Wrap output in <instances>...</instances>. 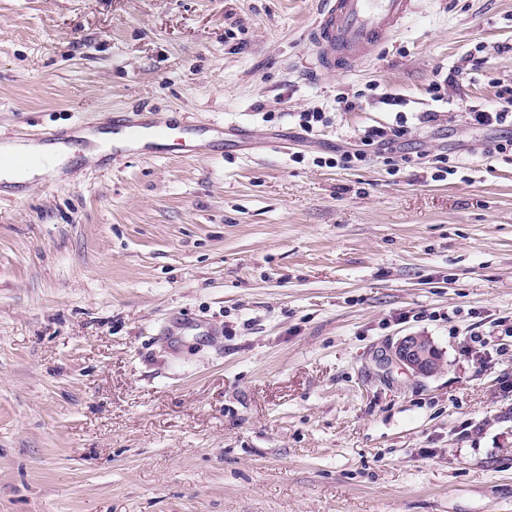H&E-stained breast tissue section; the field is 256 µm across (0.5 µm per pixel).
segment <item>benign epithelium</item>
I'll return each mask as SVG.
<instances>
[{
  "mask_svg": "<svg viewBox=\"0 0 512 512\" xmlns=\"http://www.w3.org/2000/svg\"><path fill=\"white\" fill-rule=\"evenodd\" d=\"M379 365L388 372L399 368L415 376L430 377L443 367V355L431 337L410 333L387 344L379 356Z\"/></svg>",
  "mask_w": 512,
  "mask_h": 512,
  "instance_id": "1",
  "label": "benign epithelium"
}]
</instances>
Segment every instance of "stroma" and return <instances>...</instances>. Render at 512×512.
I'll use <instances>...</instances> for the list:
<instances>
[{
	"mask_svg": "<svg viewBox=\"0 0 512 512\" xmlns=\"http://www.w3.org/2000/svg\"><path fill=\"white\" fill-rule=\"evenodd\" d=\"M317 10L0 0V145L136 111L210 141L0 186V512H512V349L465 352L512 323V156L448 108L499 106L512 0H417L322 76ZM400 111L457 174L318 165ZM408 333L442 371L378 367Z\"/></svg>",
	"mask_w": 512,
	"mask_h": 512,
	"instance_id": "35a3bbf8",
	"label": "stroma"
}]
</instances>
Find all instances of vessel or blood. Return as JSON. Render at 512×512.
<instances>
[{
  "label": "vessel or blood",
  "mask_w": 512,
  "mask_h": 512,
  "mask_svg": "<svg viewBox=\"0 0 512 512\" xmlns=\"http://www.w3.org/2000/svg\"><path fill=\"white\" fill-rule=\"evenodd\" d=\"M414 6L415 0H324L309 36L317 71L326 74L367 61L413 13ZM119 126L123 139L113 143L116 153L135 144L146 154H156L175 135L198 148L208 146L201 128L194 125L123 119Z\"/></svg>",
  "instance_id": "vessel-or-blood-1"
}]
</instances>
